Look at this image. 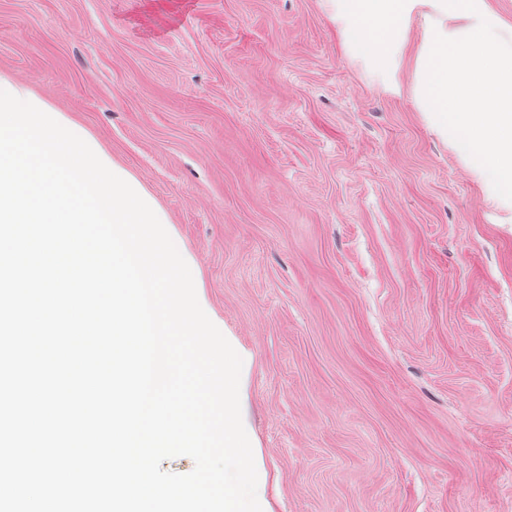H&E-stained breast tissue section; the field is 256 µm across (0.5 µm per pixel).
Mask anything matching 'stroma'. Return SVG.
<instances>
[{"label": "stroma", "mask_w": 512, "mask_h": 512, "mask_svg": "<svg viewBox=\"0 0 512 512\" xmlns=\"http://www.w3.org/2000/svg\"><path fill=\"white\" fill-rule=\"evenodd\" d=\"M333 0H0V73L156 199L243 359L267 512H512V201Z\"/></svg>", "instance_id": "1"}]
</instances>
